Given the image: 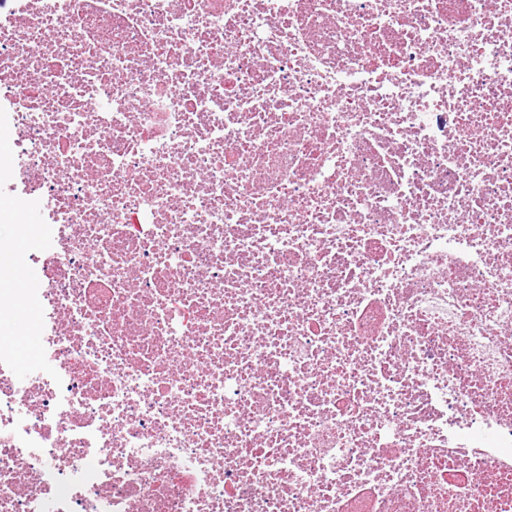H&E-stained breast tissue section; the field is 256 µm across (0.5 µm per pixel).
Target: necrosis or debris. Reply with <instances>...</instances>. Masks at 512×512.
<instances>
[{
    "instance_id": "necrosis-or-debris-1",
    "label": "necrosis or debris",
    "mask_w": 512,
    "mask_h": 512,
    "mask_svg": "<svg viewBox=\"0 0 512 512\" xmlns=\"http://www.w3.org/2000/svg\"><path fill=\"white\" fill-rule=\"evenodd\" d=\"M1 126L0 512H512V0H0ZM19 224L21 223H19L15 214L0 222V243L10 245L19 256V265L15 268L12 280L5 279L3 287L20 288L19 295L25 299L26 303L21 315L17 318L0 321V336L2 325L6 334L16 336L20 340L21 348L14 375L19 384H24L31 379L39 364L42 336L39 329L38 311L35 307L39 290L36 293L32 290L31 275L28 273L33 268L27 262L30 254L35 252L37 243L34 238L30 237L32 235H22L18 231L17 225ZM14 252L8 246H2L0 249V269L11 268L17 263L18 256ZM24 346H27L33 352L32 357L27 362L23 358Z\"/></svg>"
}]
</instances>
